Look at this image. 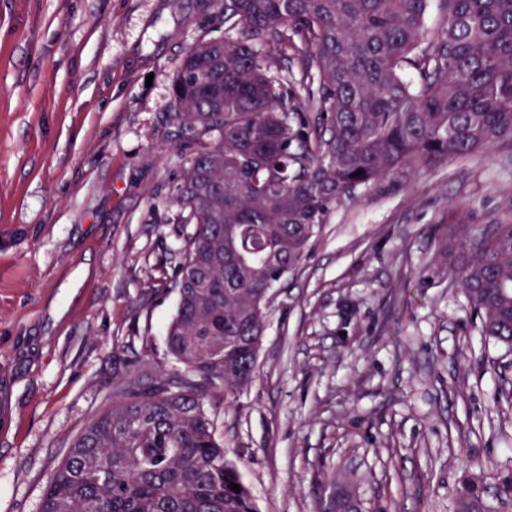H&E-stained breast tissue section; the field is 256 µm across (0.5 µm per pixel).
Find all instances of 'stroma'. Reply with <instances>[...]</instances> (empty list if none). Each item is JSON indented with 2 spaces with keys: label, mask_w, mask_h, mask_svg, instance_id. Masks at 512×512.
Instances as JSON below:
<instances>
[{
  "label": "stroma",
  "mask_w": 512,
  "mask_h": 512,
  "mask_svg": "<svg viewBox=\"0 0 512 512\" xmlns=\"http://www.w3.org/2000/svg\"><path fill=\"white\" fill-rule=\"evenodd\" d=\"M210 0H0V512H41L73 439L110 403L112 351L169 366L159 279L183 159L171 76ZM512 222V147L333 208L271 294L258 377L215 415L258 512H456L467 449L512 470V346L450 276ZM336 502L331 501V497L328 500H322L318 507V512H359V504L355 495L350 492L346 487L336 484ZM336 507L344 510L336 511Z\"/></svg>",
  "instance_id": "obj_1"
}]
</instances>
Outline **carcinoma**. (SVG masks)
Here are the masks:
<instances>
[{"label": "carcinoma", "mask_w": 512, "mask_h": 512, "mask_svg": "<svg viewBox=\"0 0 512 512\" xmlns=\"http://www.w3.org/2000/svg\"><path fill=\"white\" fill-rule=\"evenodd\" d=\"M436 8L442 24L427 32ZM172 78L185 165L166 330L176 366L112 352V402L76 436L42 512H257L207 409L256 377L269 292L359 186L512 145V0H213ZM359 176H353L357 171ZM481 332L512 344V222L451 269ZM239 491L231 489V484ZM464 466L458 512H491ZM492 497L512 500V471ZM317 512H359L335 489Z\"/></svg>", "instance_id": "carcinoma-1"}]
</instances>
